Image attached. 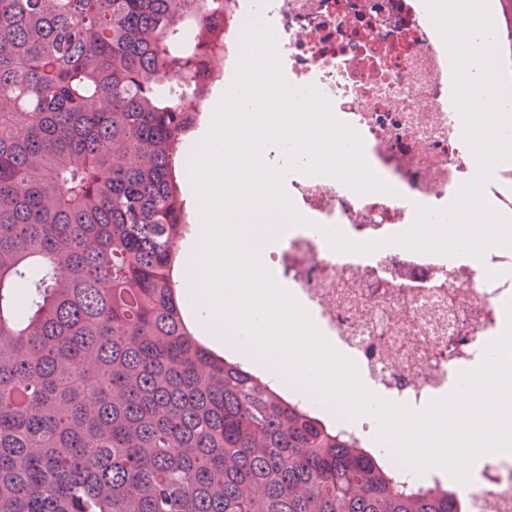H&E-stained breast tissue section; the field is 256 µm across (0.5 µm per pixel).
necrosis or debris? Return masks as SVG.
Here are the masks:
<instances>
[{
  "label": "necrosis or debris",
  "mask_w": 512,
  "mask_h": 512,
  "mask_svg": "<svg viewBox=\"0 0 512 512\" xmlns=\"http://www.w3.org/2000/svg\"><path fill=\"white\" fill-rule=\"evenodd\" d=\"M422 2L236 0L208 65L210 79L228 76L245 23L272 25L284 82L318 92L359 136L361 158L386 191L287 168L276 144L265 153L303 218L269 257L319 335L370 387L411 409L446 398L456 374L476 366L512 319V250L447 255L395 241L419 209H448L478 173L451 102L442 35ZM482 195L495 213L512 215V158L494 165ZM321 226L357 250L334 249ZM371 242L377 250L362 251ZM465 499L468 512H512V459L484 465Z\"/></svg>",
  "instance_id": "1"
}]
</instances>
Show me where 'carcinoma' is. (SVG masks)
Here are the masks:
<instances>
[{
  "label": "carcinoma",
  "mask_w": 512,
  "mask_h": 512,
  "mask_svg": "<svg viewBox=\"0 0 512 512\" xmlns=\"http://www.w3.org/2000/svg\"><path fill=\"white\" fill-rule=\"evenodd\" d=\"M225 2L0 0V512H466L187 326L168 86Z\"/></svg>",
  "instance_id": "1"
}]
</instances>
